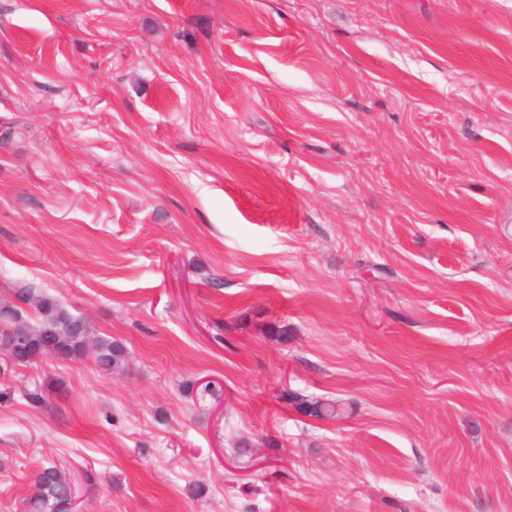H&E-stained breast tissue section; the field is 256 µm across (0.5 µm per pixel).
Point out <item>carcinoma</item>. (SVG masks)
Listing matches in <instances>:
<instances>
[{
	"label": "carcinoma",
	"mask_w": 512,
	"mask_h": 512,
	"mask_svg": "<svg viewBox=\"0 0 512 512\" xmlns=\"http://www.w3.org/2000/svg\"><path fill=\"white\" fill-rule=\"evenodd\" d=\"M31 296L40 297L35 307L36 321H17L13 313L16 302ZM62 303L34 288L16 286L8 292V297L0 298V321L13 330H24L29 334L22 358L25 365L37 359L50 356L61 360H77L84 356V337L68 336L59 322ZM125 359L122 345L108 340L98 341L93 363L106 372L120 369ZM302 412L316 419L333 418L339 414V405L325 399H311L301 402ZM33 492L26 501L27 512H70V479L64 471L55 466H47L31 476Z\"/></svg>",
	"instance_id": "obj_1"
}]
</instances>
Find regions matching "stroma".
<instances>
[{"label":"stroma","mask_w":512,"mask_h":512,"mask_svg":"<svg viewBox=\"0 0 512 512\" xmlns=\"http://www.w3.org/2000/svg\"><path fill=\"white\" fill-rule=\"evenodd\" d=\"M17 283L0 512H512V0H0ZM9 297L0 298V324L1 320L14 330H26L31 336L26 340L22 333H11L10 336L0 337V352L7 359L9 367H14V354L19 353L24 347L22 358L29 360L23 366L34 363L37 359L50 356L61 360H77L83 358L84 339L92 335V327L88 321L85 325V336H80L84 321L76 320L80 316L70 313L74 321L70 326L71 336H66L62 324L59 322V314L62 303L57 299L27 286H16L8 292ZM30 296L40 297L37 307H34L37 322L31 320L18 322L13 317L17 310L16 302L27 300ZM59 360V361H61ZM93 363L95 366L106 372L120 369L125 359V350L119 343L108 340H99ZM302 412L316 419L334 418L339 414V405L335 402L325 399L302 400ZM33 492L26 501L28 512H70V479L56 466H47L31 476Z\"/></svg>","instance_id":"35a3bbf8"}]
</instances>
